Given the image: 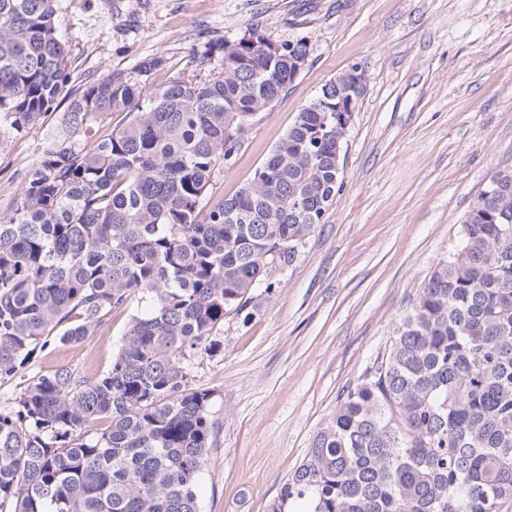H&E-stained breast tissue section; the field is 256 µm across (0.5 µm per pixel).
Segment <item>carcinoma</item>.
<instances>
[{"label": "carcinoma", "instance_id": "cac0c4a2", "mask_svg": "<svg viewBox=\"0 0 512 512\" xmlns=\"http://www.w3.org/2000/svg\"><path fill=\"white\" fill-rule=\"evenodd\" d=\"M55 0H0V137L67 107L0 217V378L77 344L136 296L99 378L68 368L0 401V512H200L212 394L189 366L223 352L230 310L274 286L343 187V76L298 113L254 178L209 203L227 136L308 62L259 27L193 49L192 74L72 85ZM221 72L211 75L210 67ZM115 112L126 122L87 142ZM512 512V165L467 212L460 251L409 299L385 352L342 394L267 512Z\"/></svg>", "mask_w": 512, "mask_h": 512}]
</instances>
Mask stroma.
<instances>
[{
    "label": "stroma",
    "mask_w": 512,
    "mask_h": 512,
    "mask_svg": "<svg viewBox=\"0 0 512 512\" xmlns=\"http://www.w3.org/2000/svg\"><path fill=\"white\" fill-rule=\"evenodd\" d=\"M254 25L278 42L306 39L309 58L217 169L211 199L250 182L338 74L359 67L367 92L322 224L271 292L254 289L256 308L225 315L223 353L190 366L193 386L213 394L218 424L197 485L201 512H267L342 392L384 352L410 296L458 251L464 216L494 169L512 164V0H57L80 79L133 75L160 57L158 84L188 72L195 46ZM47 129L0 138V217ZM141 307L136 299L114 311L81 343L53 342L0 381V398L61 367L97 378Z\"/></svg>",
    "instance_id": "stroma-1"
}]
</instances>
